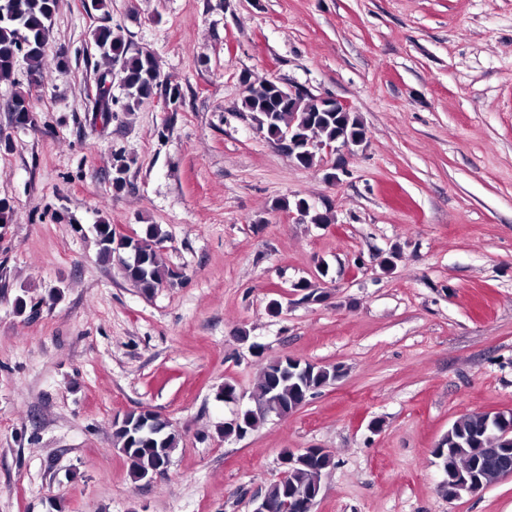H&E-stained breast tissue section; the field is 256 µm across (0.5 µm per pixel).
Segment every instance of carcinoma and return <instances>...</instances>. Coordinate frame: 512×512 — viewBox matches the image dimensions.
Masks as SVG:
<instances>
[{
  "label": "carcinoma",
  "mask_w": 512,
  "mask_h": 512,
  "mask_svg": "<svg viewBox=\"0 0 512 512\" xmlns=\"http://www.w3.org/2000/svg\"><path fill=\"white\" fill-rule=\"evenodd\" d=\"M56 0H0V76L12 74L19 60L28 65V82L35 85L41 77V65L52 30ZM93 41L101 55L120 62L121 83L125 90L124 111L135 112L158 93L161 70L156 56L149 50H130L124 37L101 25L93 33ZM243 108L253 113L260 129L269 139L288 130L298 133V139L288 140L280 149L302 166L313 164L315 152L305 143L315 139L331 144L340 139L365 136V128L353 112H318L312 98L305 97L288 107V99L280 94L279 83L263 79L248 83L242 100ZM12 121L17 128L33 123L28 95L20 92L12 104ZM295 209L312 224H330V209L321 212L305 200L295 202ZM99 254L107 262H115L124 278L145 294L173 282L176 274L164 265L159 251L150 241L161 243L158 226L146 228L145 237L128 241L115 238L112 225H96ZM342 373L337 366L303 364L294 371L290 359L279 358L262 366L255 386V408L241 415L238 427L224 426V435L237 434V428L253 431L270 414L285 417L300 407L312 391L336 382ZM512 412L465 415L453 422L448 432L433 449L443 471L473 463L481 469V482H496L498 468L487 463L480 449L489 447L488 437L496 438L500 458L512 467ZM118 449L130 461L132 476L137 480L150 477L170 461L178 438L170 422L150 411L131 412L115 424ZM335 465L329 452L309 453L302 462L288 471L287 480L271 483L262 500L278 506L292 489L314 490L322 485L325 471Z\"/></svg>",
  "instance_id": "carcinoma-1"
}]
</instances>
